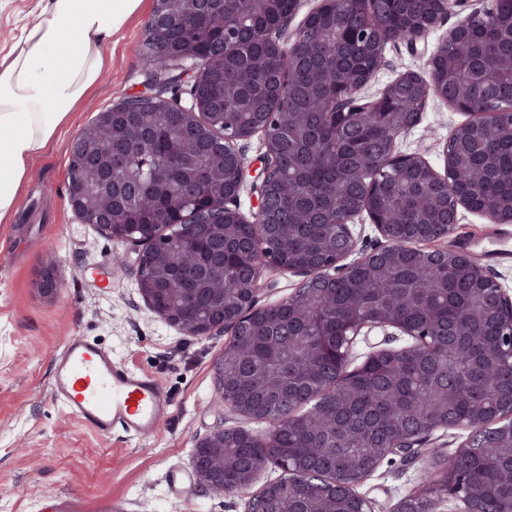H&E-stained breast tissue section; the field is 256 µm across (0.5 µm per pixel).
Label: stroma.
<instances>
[{
    "label": "stroma",
    "mask_w": 512,
    "mask_h": 512,
    "mask_svg": "<svg viewBox=\"0 0 512 512\" xmlns=\"http://www.w3.org/2000/svg\"><path fill=\"white\" fill-rule=\"evenodd\" d=\"M38 6L39 0H0L1 51L18 39ZM152 10L153 0H144L140 13L107 44L97 85L33 159L11 223L0 224V512H247L256 493L281 476L270 463L245 490L216 493L199 483L192 464L196 441L224 427L263 434L269 425L225 408L217 394L214 365L225 334L186 336L152 313L136 285L138 246L80 223L68 202L75 138L99 112L154 82L155 70L140 54ZM454 23L447 18L414 47L387 45L363 101L378 99L401 72L427 75L429 55ZM468 119L447 101L429 99L397 149L421 154L443 170V146ZM239 147L247 169L233 205L248 216L256 210L254 184L265 148L258 134ZM508 238L512 224H493L462 208L453 232L437 245L466 251L512 295V257L491 253L496 241ZM120 255L125 263H117ZM49 265L60 275L51 296L39 287ZM71 336L94 340L113 360L159 381L170 412L152 434L131 437L118 428L100 434L54 400L52 357ZM466 436L463 430L432 432L418 458L388 456L359 493L375 512H391L400 499L426 488L425 460L455 451ZM175 471L182 477L177 491L170 486Z\"/></svg>",
    "instance_id": "stroma-1"
}]
</instances>
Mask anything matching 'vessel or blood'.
I'll return each mask as SVG.
<instances>
[{"label":"vessel or blood","mask_w":512,"mask_h":512,"mask_svg":"<svg viewBox=\"0 0 512 512\" xmlns=\"http://www.w3.org/2000/svg\"><path fill=\"white\" fill-rule=\"evenodd\" d=\"M52 392L103 434L115 428L134 436L151 433L168 410L158 381L114 363L108 351L82 337L70 339L55 359Z\"/></svg>","instance_id":"vessel-or-blood-1"}]
</instances>
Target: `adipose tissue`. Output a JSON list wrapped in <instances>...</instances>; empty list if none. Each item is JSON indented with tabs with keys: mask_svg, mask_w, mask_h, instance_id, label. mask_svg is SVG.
I'll return each mask as SVG.
<instances>
[{
	"mask_svg": "<svg viewBox=\"0 0 512 512\" xmlns=\"http://www.w3.org/2000/svg\"><path fill=\"white\" fill-rule=\"evenodd\" d=\"M0 54V223L17 208L31 159L98 81L105 46L143 0H40Z\"/></svg>",
	"mask_w": 512,
	"mask_h": 512,
	"instance_id": "adipose-tissue-1",
	"label": "adipose tissue"
}]
</instances>
